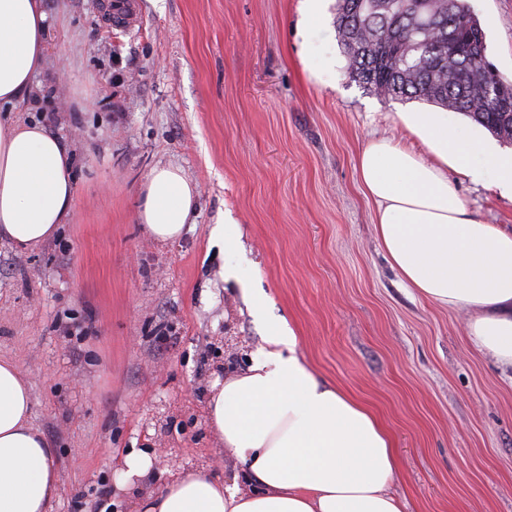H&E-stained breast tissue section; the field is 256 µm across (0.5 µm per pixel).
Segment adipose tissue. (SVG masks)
<instances>
[{"label": "adipose tissue", "instance_id": "obj_1", "mask_svg": "<svg viewBox=\"0 0 512 512\" xmlns=\"http://www.w3.org/2000/svg\"><path fill=\"white\" fill-rule=\"evenodd\" d=\"M44 0H0V104L19 105L46 58ZM406 145L375 138L357 159L375 206L378 244L404 288L468 313L480 353L512 368V229L476 219L448 175L512 197V151L456 112H403ZM68 149L37 122H0V241L29 249L54 237L74 201ZM198 199L174 165L154 167L138 219L156 239L182 235ZM254 268L230 264L225 280L265 318L264 343L246 368L214 382L208 418L239 470L232 481L198 470L172 480L144 512H404L393 492L396 440L360 401L313 370L285 320L249 292ZM32 396L16 366L0 360V512H50L60 491L54 447L31 420Z\"/></svg>", "mask_w": 512, "mask_h": 512}]
</instances>
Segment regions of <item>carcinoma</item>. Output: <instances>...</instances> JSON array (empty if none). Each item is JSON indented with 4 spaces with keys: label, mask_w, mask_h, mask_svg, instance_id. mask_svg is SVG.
Listing matches in <instances>:
<instances>
[{
    "label": "carcinoma",
    "mask_w": 512,
    "mask_h": 512,
    "mask_svg": "<svg viewBox=\"0 0 512 512\" xmlns=\"http://www.w3.org/2000/svg\"><path fill=\"white\" fill-rule=\"evenodd\" d=\"M338 42L349 73L385 99L460 112L512 143V80L483 68L485 34L468 0H338Z\"/></svg>",
    "instance_id": "obj_1"
}]
</instances>
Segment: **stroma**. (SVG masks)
Instances as JSON below:
<instances>
[{"mask_svg": "<svg viewBox=\"0 0 512 512\" xmlns=\"http://www.w3.org/2000/svg\"><path fill=\"white\" fill-rule=\"evenodd\" d=\"M115 2L45 0L46 61L18 115L72 153V215L38 247L0 243V359L30 386L33 422L56 447L54 512H138L187 473L232 478L207 401L262 336L209 242L228 213L307 363L395 433L409 512H512V370L471 348L465 312L402 288L354 168L371 138L409 140L398 113L430 104L352 78L337 0L309 37L302 0H137V24L111 30ZM468 2L489 62L512 79V0ZM160 163L198 188L168 242L137 220ZM451 180L484 223L512 225L511 199ZM66 317L88 335L59 330ZM133 448L154 466L131 496L114 473Z\"/></svg>", "mask_w": 512, "mask_h": 512, "instance_id": "obj_1", "label": "stroma"}]
</instances>
